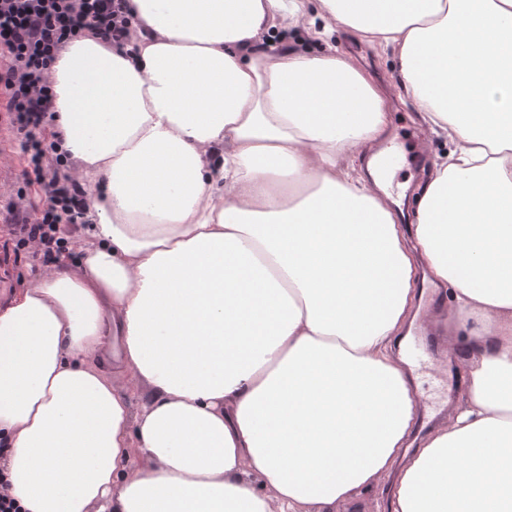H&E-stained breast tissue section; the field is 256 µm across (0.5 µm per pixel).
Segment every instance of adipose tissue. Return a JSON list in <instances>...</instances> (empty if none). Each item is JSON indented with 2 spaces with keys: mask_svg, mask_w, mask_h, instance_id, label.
Instances as JSON below:
<instances>
[{
  "mask_svg": "<svg viewBox=\"0 0 512 512\" xmlns=\"http://www.w3.org/2000/svg\"><path fill=\"white\" fill-rule=\"evenodd\" d=\"M52 64L90 244L0 306V492L22 512H512V0H129ZM392 51L453 145L417 221L359 160ZM470 349L451 422L392 352L419 279ZM412 455H404V448ZM387 481L379 487L363 490L356 502L349 506H337L335 512H385L388 510L389 496L383 493Z\"/></svg>",
  "mask_w": 512,
  "mask_h": 512,
  "instance_id": "1",
  "label": "adipose tissue"
}]
</instances>
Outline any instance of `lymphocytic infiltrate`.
<instances>
[{"instance_id":"lymphocytic-infiltrate-1","label":"lymphocytic infiltrate","mask_w":512,"mask_h":512,"mask_svg":"<svg viewBox=\"0 0 512 512\" xmlns=\"http://www.w3.org/2000/svg\"><path fill=\"white\" fill-rule=\"evenodd\" d=\"M131 17L126 0H0V107L21 138L29 173L44 188L38 215L9 203L14 252L39 241L45 260L68 245L64 227L81 223L86 192L56 144L38 133L52 118L55 94L49 69L62 48L84 31L122 45Z\"/></svg>"}]
</instances>
